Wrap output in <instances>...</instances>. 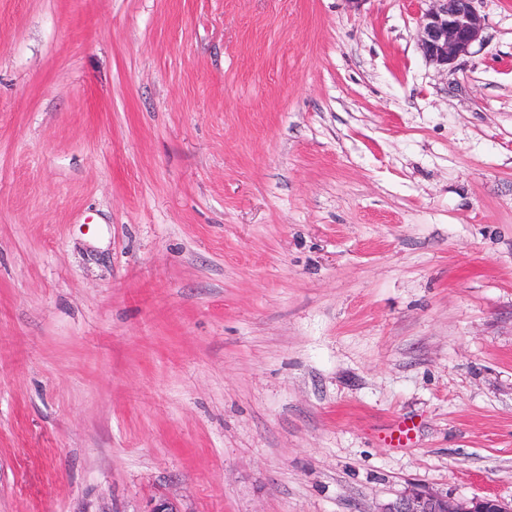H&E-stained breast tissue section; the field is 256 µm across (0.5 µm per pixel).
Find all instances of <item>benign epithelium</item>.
<instances>
[{
	"mask_svg": "<svg viewBox=\"0 0 512 512\" xmlns=\"http://www.w3.org/2000/svg\"><path fill=\"white\" fill-rule=\"evenodd\" d=\"M417 46L425 61L446 70L468 55L480 40L484 17L477 0H421ZM378 512H512V502L493 496L458 500L429 489L416 488L383 504Z\"/></svg>",
	"mask_w": 512,
	"mask_h": 512,
	"instance_id": "1",
	"label": "benign epithelium"
}]
</instances>
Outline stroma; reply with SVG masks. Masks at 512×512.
I'll return each mask as SVG.
<instances>
[{
	"label": "stroma",
	"instance_id": "1",
	"mask_svg": "<svg viewBox=\"0 0 512 512\" xmlns=\"http://www.w3.org/2000/svg\"><path fill=\"white\" fill-rule=\"evenodd\" d=\"M418 8L0 0V512L512 501V0ZM478 0H421L417 46L427 63L447 70L467 56L480 40L484 17L475 6Z\"/></svg>",
	"mask_w": 512,
	"mask_h": 512
}]
</instances>
